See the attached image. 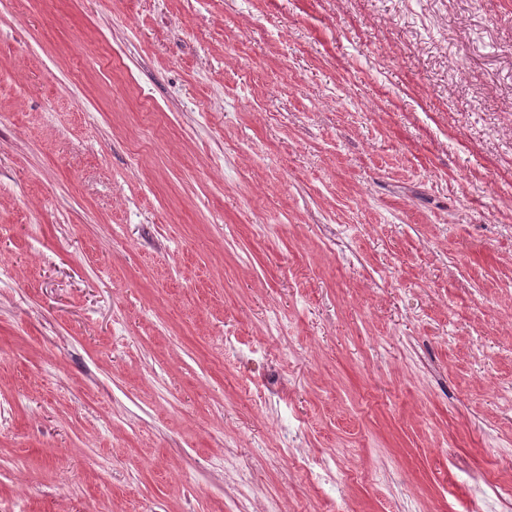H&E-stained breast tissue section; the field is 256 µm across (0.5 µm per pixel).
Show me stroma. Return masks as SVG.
<instances>
[{
    "label": "stroma",
    "instance_id": "35a3bbf8",
    "mask_svg": "<svg viewBox=\"0 0 512 512\" xmlns=\"http://www.w3.org/2000/svg\"><path fill=\"white\" fill-rule=\"evenodd\" d=\"M495 485L512 0H0V512Z\"/></svg>",
    "mask_w": 512,
    "mask_h": 512
}]
</instances>
